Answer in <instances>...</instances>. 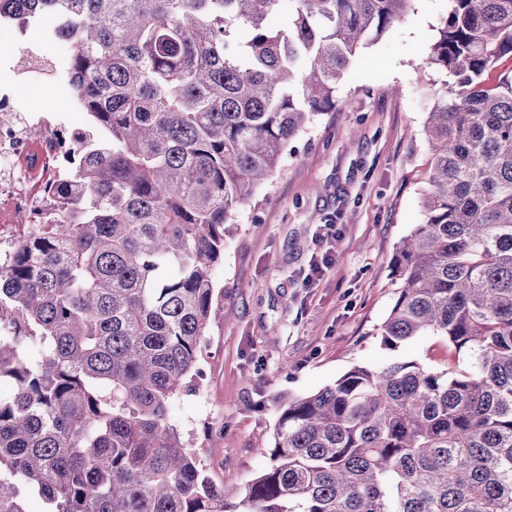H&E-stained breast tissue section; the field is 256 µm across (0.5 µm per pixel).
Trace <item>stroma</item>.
Wrapping results in <instances>:
<instances>
[{
    "label": "stroma",
    "mask_w": 512,
    "mask_h": 512,
    "mask_svg": "<svg viewBox=\"0 0 512 512\" xmlns=\"http://www.w3.org/2000/svg\"><path fill=\"white\" fill-rule=\"evenodd\" d=\"M450 0H413L382 39L361 47L336 88L335 109L289 143L285 161L237 214L214 267L221 317L201 347L192 391L173 403L183 439L201 453L209 476L231 495L263 471L280 395L332 385L356 365L378 368L402 358L434 364L448 357L423 336L386 350L379 329L396 298L391 260L421 221L431 147L424 134L451 78L430 49ZM58 19L41 15L27 30L0 26V91L25 114L76 117L66 82L28 86L14 70L20 50L59 61L68 43L53 40ZM339 234L333 262L320 274L317 238Z\"/></svg>",
    "instance_id": "35a3bbf8"
}]
</instances>
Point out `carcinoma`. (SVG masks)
<instances>
[{
    "label": "carcinoma",
    "instance_id": "obj_1",
    "mask_svg": "<svg viewBox=\"0 0 512 512\" xmlns=\"http://www.w3.org/2000/svg\"><path fill=\"white\" fill-rule=\"evenodd\" d=\"M0 0L60 18L89 116L73 176L0 264V512H512V0H450L431 46L453 78L428 113L422 222L380 327L438 336L443 365H356L282 395L269 460L231 497L170 415L216 307L227 225L359 46L412 0Z\"/></svg>",
    "mask_w": 512,
    "mask_h": 512
}]
</instances>
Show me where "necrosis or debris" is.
Returning <instances> with one entry per match:
<instances>
[{
	"label": "necrosis or debris",
	"instance_id": "4bbe7bcc",
	"mask_svg": "<svg viewBox=\"0 0 512 512\" xmlns=\"http://www.w3.org/2000/svg\"><path fill=\"white\" fill-rule=\"evenodd\" d=\"M63 133L55 117L32 118L16 110L12 99L0 94V261L25 239L47 213V192L67 175L60 162ZM31 221L17 223L16 211Z\"/></svg>",
	"mask_w": 512,
	"mask_h": 512
}]
</instances>
